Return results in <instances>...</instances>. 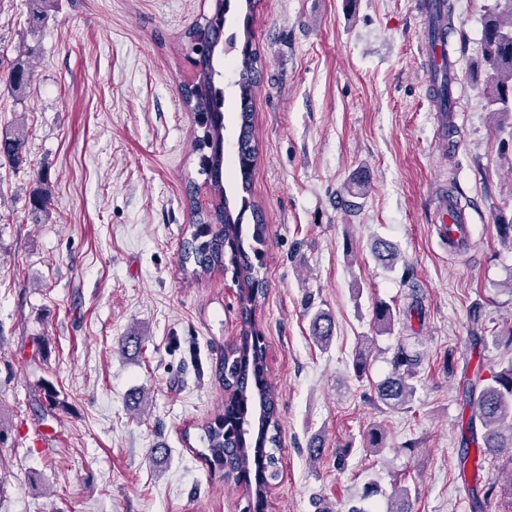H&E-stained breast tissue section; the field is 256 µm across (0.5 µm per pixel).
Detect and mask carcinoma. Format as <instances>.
Wrapping results in <instances>:
<instances>
[{
	"mask_svg": "<svg viewBox=\"0 0 512 512\" xmlns=\"http://www.w3.org/2000/svg\"><path fill=\"white\" fill-rule=\"evenodd\" d=\"M255 0H245V12L239 17L242 36H231L229 48L238 56L235 87L239 97L237 116V141L241 143L237 156L240 186L234 197H229L221 171L224 170V91L219 87L221 72L215 66L216 57L211 46L214 32L223 29L226 18L203 15L189 27L183 36L196 71L192 83L181 88L184 107L196 112L200 102H205L208 124H199L201 134L195 136L194 149L199 156L198 173L205 176L213 196L212 207L199 211L190 207L193 231L181 244L180 261L192 264L194 272L207 273L223 269L232 273L249 292L243 296L241 307L252 312L265 296V282L255 274L250 257H258L259 246L264 244L266 230L261 207L251 199L253 171L256 162V134L252 100L258 87L263 59L253 43ZM454 20L453 0H437L433 25L452 29ZM482 56L489 72L490 105L493 112L502 116L512 115V0H497L495 8L487 14ZM430 96L441 110L448 106V72L432 79ZM24 132L17 129L0 137V155L13 162L23 160ZM373 252L386 265L393 267L400 260L394 248L384 240L373 243ZM376 333L379 336L392 333L395 312L385 302L376 304L373 310ZM314 342L322 348L329 346L334 334V323L329 314L318 311L310 320ZM373 340L366 339L356 352L352 367L355 376L361 378L369 370ZM253 362L258 371L266 372V351L262 337L253 320L242 323L239 344L224 355L219 368V378L232 389L224 400V410L219 412L203 428L200 455L214 472L223 477L233 476L244 484L248 498V512H264L271 482L280 476L279 457L280 417L278 397L265 383L254 395L243 392L247 362ZM417 353L401 345L393 353L391 369L377 384L376 399L390 410H402L410 402L417 386ZM466 404L472 406L467 421L468 438L463 440L460 469L470 467L474 488L471 489V512H483L487 499L479 498L477 485L484 482L485 463L512 449V362L490 372V377L480 376L468 382ZM261 407V439L258 443L260 459L259 485L261 495L254 499L244 472L248 458L244 447L251 441H243L241 422L251 413L255 404ZM475 448H470V445ZM410 491L396 486L389 498V512H412Z\"/></svg>",
	"mask_w": 512,
	"mask_h": 512,
	"instance_id": "carcinoma-1",
	"label": "carcinoma"
}]
</instances>
